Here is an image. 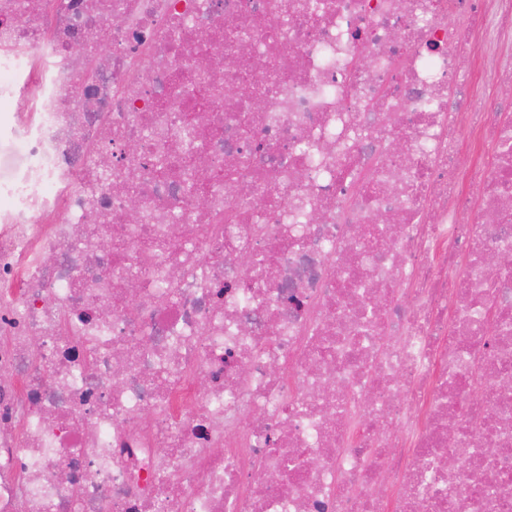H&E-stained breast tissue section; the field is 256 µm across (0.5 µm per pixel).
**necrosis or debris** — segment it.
I'll return each instance as SVG.
<instances>
[{
    "instance_id": "necrosis-or-debris-1",
    "label": "necrosis or debris",
    "mask_w": 512,
    "mask_h": 512,
    "mask_svg": "<svg viewBox=\"0 0 512 512\" xmlns=\"http://www.w3.org/2000/svg\"><path fill=\"white\" fill-rule=\"evenodd\" d=\"M501 45L512 0H0V512H512ZM19 140L0 139V181L13 175L22 160Z\"/></svg>"
}]
</instances>
